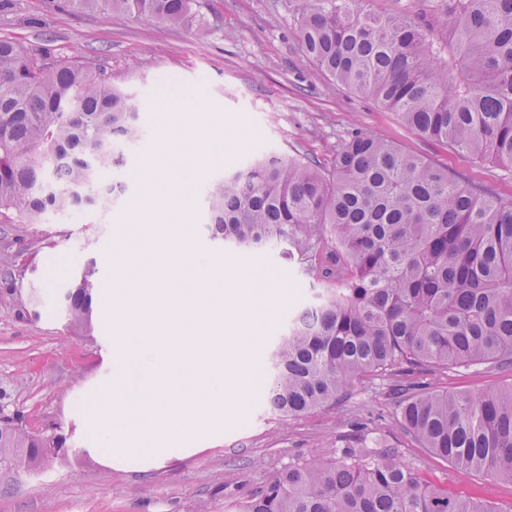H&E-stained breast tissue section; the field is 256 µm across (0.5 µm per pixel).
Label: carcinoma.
<instances>
[{
    "label": "carcinoma",
    "mask_w": 512,
    "mask_h": 512,
    "mask_svg": "<svg viewBox=\"0 0 512 512\" xmlns=\"http://www.w3.org/2000/svg\"><path fill=\"white\" fill-rule=\"evenodd\" d=\"M369 0H291L306 58L420 136L512 169V0H444L437 16H373ZM151 23L189 20L199 0H71ZM144 136L140 108L103 59L61 60L0 39V224L106 210L104 193ZM207 229L240 250L276 248L320 286L271 350L266 404L288 418L330 408L371 377L425 366L512 367V199L463 184L368 133L331 166L268 152L205 190ZM95 261L60 292L67 327L93 330ZM401 426L460 469L512 481V388L419 391ZM368 437L298 459L236 512H499L426 479ZM62 447L0 414V465Z\"/></svg>",
    "instance_id": "carcinoma-1"
}]
</instances>
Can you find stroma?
Masks as SVG:
<instances>
[{"label":"stroma","mask_w":512,"mask_h":512,"mask_svg":"<svg viewBox=\"0 0 512 512\" xmlns=\"http://www.w3.org/2000/svg\"><path fill=\"white\" fill-rule=\"evenodd\" d=\"M3 38L59 59H106L139 102L146 134L120 175L125 193L113 208L79 223L49 213L34 224H0V410L20 413L30 432L67 438L38 472L0 467V512H228L289 462L336 454L360 432L397 449L427 481L512 512V482L461 470L405 432L387 400L393 377L364 381L330 410L288 421L267 411L270 350L288 315L311 298L313 283L274 251H228L210 239L203 200L213 177L269 151L330 165L355 128L502 199L512 198V169L419 136L393 112L322 73L301 53L290 0H201L195 18L181 25L81 11L68 0H0ZM179 96L181 111L160 118L159 100ZM195 127L224 154L196 177L183 221L171 232L207 255L217 272L286 299L256 311L257 327L245 339L252 358L234 415L162 459L125 456L107 464L91 453L97 442L87 401L112 378V322L100 311L92 335H70L48 277L60 264L73 271L91 259L98 299L111 294L114 239L124 236L138 254L148 253L153 240L149 227L129 221L144 197L131 170L172 151L174 136ZM416 380L431 390L476 394L512 386V370L437 367Z\"/></svg>","instance_id":"35a3bbf8"}]
</instances>
